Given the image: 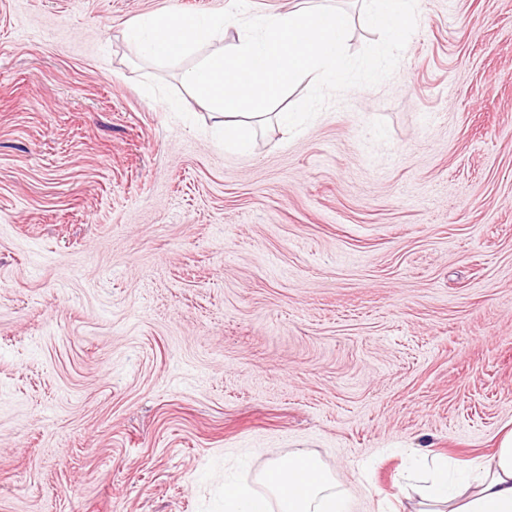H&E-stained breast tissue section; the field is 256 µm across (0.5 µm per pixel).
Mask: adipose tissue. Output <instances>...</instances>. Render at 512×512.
Listing matches in <instances>:
<instances>
[{
  "mask_svg": "<svg viewBox=\"0 0 512 512\" xmlns=\"http://www.w3.org/2000/svg\"><path fill=\"white\" fill-rule=\"evenodd\" d=\"M470 478L456 476L439 459L431 476L416 486L419 512H512V430L496 452L470 463ZM266 494L237 483L224 486L225 512H348L346 492L310 454L299 451L269 463Z\"/></svg>",
  "mask_w": 512,
  "mask_h": 512,
  "instance_id": "ef3b65f1",
  "label": "adipose tissue"
}]
</instances>
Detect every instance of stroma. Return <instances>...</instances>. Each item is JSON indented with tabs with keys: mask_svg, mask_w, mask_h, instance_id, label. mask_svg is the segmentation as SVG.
<instances>
[{
	"mask_svg": "<svg viewBox=\"0 0 512 512\" xmlns=\"http://www.w3.org/2000/svg\"><path fill=\"white\" fill-rule=\"evenodd\" d=\"M0 0V512H224L304 450L352 512L512 425V0H419L393 75L225 149L128 25ZM177 99L164 111L159 97Z\"/></svg>",
	"mask_w": 512,
	"mask_h": 512,
	"instance_id": "stroma-1",
	"label": "stroma"
}]
</instances>
